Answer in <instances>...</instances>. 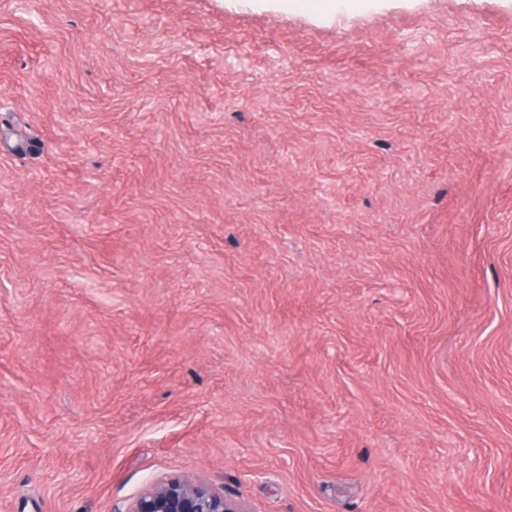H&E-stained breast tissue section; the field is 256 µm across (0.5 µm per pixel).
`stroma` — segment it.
I'll return each mask as SVG.
<instances>
[{
	"instance_id": "1",
	"label": "stroma",
	"mask_w": 512,
	"mask_h": 512,
	"mask_svg": "<svg viewBox=\"0 0 512 512\" xmlns=\"http://www.w3.org/2000/svg\"><path fill=\"white\" fill-rule=\"evenodd\" d=\"M512 512V0H0V512ZM124 512H244L224 495L190 477H175L151 484Z\"/></svg>"
}]
</instances>
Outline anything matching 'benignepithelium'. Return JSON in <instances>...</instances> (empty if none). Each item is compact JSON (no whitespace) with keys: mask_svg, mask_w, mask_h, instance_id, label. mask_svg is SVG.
I'll list each match as a JSON object with an SVG mask.
<instances>
[{"mask_svg":"<svg viewBox=\"0 0 512 512\" xmlns=\"http://www.w3.org/2000/svg\"><path fill=\"white\" fill-rule=\"evenodd\" d=\"M124 512H243L224 494L190 477H175L151 484Z\"/></svg>","mask_w":512,"mask_h":512,"instance_id":"benign-epithelium-1","label":"benign epithelium"}]
</instances>
